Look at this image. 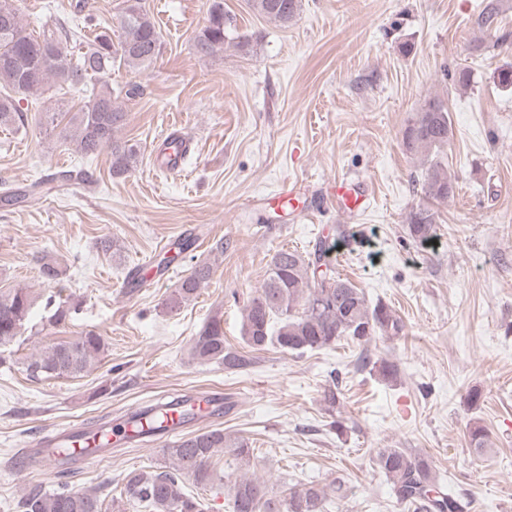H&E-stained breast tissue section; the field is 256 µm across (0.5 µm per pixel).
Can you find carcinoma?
I'll use <instances>...</instances> for the list:
<instances>
[{
    "label": "carcinoma",
    "instance_id": "1",
    "mask_svg": "<svg viewBox=\"0 0 512 512\" xmlns=\"http://www.w3.org/2000/svg\"><path fill=\"white\" fill-rule=\"evenodd\" d=\"M254 13L286 27L296 17L300 0H248ZM87 0H77L74 8L79 23L59 20L37 31L22 22V0H0V126L25 125L27 113L19 102L37 98L52 84L81 85L89 92L86 105L73 113L63 127L56 124V113H47L48 124L58 130L63 142L74 147L83 158L111 148V174L124 178L137 167L141 145L124 141L117 132L127 119V103L143 93L142 86L130 83L112 86L107 77L112 68L147 67L160 54L161 34L146 0H118L112 25L85 13ZM512 12V0H481L473 15L472 26L491 35L502 29L506 14ZM233 17L224 12V0H209L208 22L195 36L196 52L214 57L228 50L245 53L250 40L235 34ZM91 31L86 50L73 55L70 43ZM452 125L448 108L437 98L424 102L402 132L407 154L426 158L427 166L415 180L414 189L430 202H445L454 195L456 176L448 165L437 159L448 146ZM437 214L428 204L419 205L408 215L409 236L426 244L437 236ZM332 246L319 240L314 250L303 254L282 249L272 257L261 285L254 289L243 307L242 341L249 352L275 347L303 354L327 349L346 339L367 345L378 337L391 338L403 331L401 320L385 303H369L364 291L341 278L331 267ZM40 272L49 284L60 280L64 266L52 254L36 258ZM213 265L199 262L190 268L169 296L166 306L177 310L190 304L208 284ZM37 305V297L27 288L0 291V345L6 346L21 335ZM51 309L48 322L53 327L71 320L75 307L68 301L47 297ZM106 343L100 334L89 331L73 339L60 341L39 354L18 361L0 356V366L21 370L34 380L50 377H74L84 372L104 353ZM190 354L203 363L224 366L226 370L246 369L248 352L224 342L221 321L214 318L194 336ZM372 365L384 380L398 374L395 363L381 359ZM150 430L162 428L167 413L155 405L145 408ZM487 433L481 426L469 431L472 450L481 454L487 446ZM232 453L240 478L230 487L231 512H326L327 493L314 484L283 483L276 491L257 478L245 475L254 459L248 439L231 438L219 428L191 435L163 449L165 464L160 467L131 470L123 475L119 497L112 500V512L142 508L144 512H206L205 499L184 489L183 478H191L196 487H214L223 476L213 469V458L224 449ZM379 471L386 477L399 504L408 512H466L469 503L444 486L433 474L429 460L407 448H382L376 456ZM105 499L96 491H77L66 484L47 490L31 485L20 501L21 512H103Z\"/></svg>",
    "mask_w": 512,
    "mask_h": 512
}]
</instances>
